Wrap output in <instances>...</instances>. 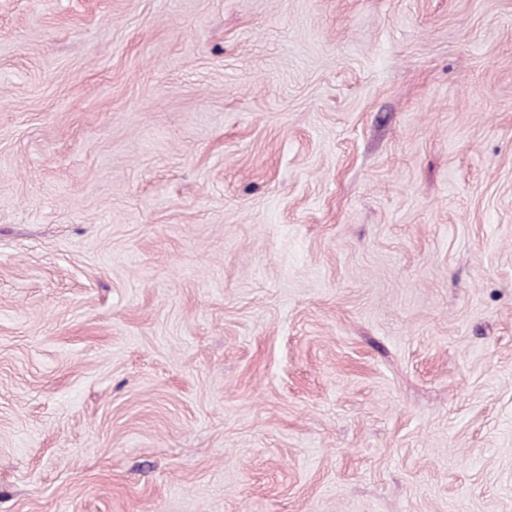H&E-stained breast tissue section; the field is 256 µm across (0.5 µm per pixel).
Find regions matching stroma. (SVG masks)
<instances>
[{"instance_id": "35a3bbf8", "label": "stroma", "mask_w": 512, "mask_h": 512, "mask_svg": "<svg viewBox=\"0 0 512 512\" xmlns=\"http://www.w3.org/2000/svg\"><path fill=\"white\" fill-rule=\"evenodd\" d=\"M0 512H512V0H0Z\"/></svg>"}]
</instances>
